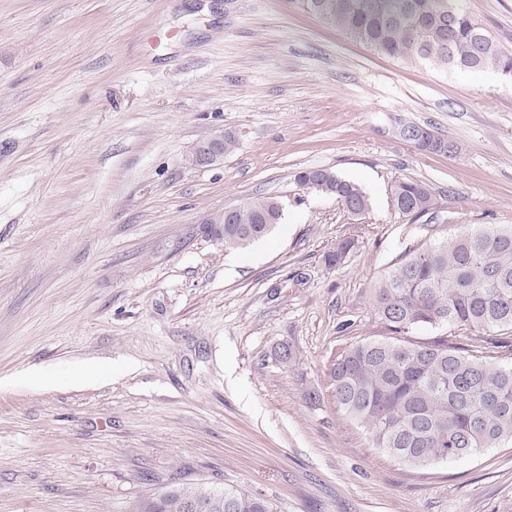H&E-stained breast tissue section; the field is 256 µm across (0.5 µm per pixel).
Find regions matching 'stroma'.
Instances as JSON below:
<instances>
[{
	"label": "stroma",
	"mask_w": 512,
	"mask_h": 512,
	"mask_svg": "<svg viewBox=\"0 0 512 512\" xmlns=\"http://www.w3.org/2000/svg\"><path fill=\"white\" fill-rule=\"evenodd\" d=\"M462 2L512 51V0ZM220 130L234 149L192 166ZM306 167L369 210L300 187ZM406 178L436 211L394 217ZM263 197L270 236L203 233ZM491 224L512 225L510 77L390 59L296 0H0V512H133L188 479L272 512H512V447L409 468L327 388L345 348L392 334L383 274ZM295 181L305 189L335 197L351 213L363 214L370 207L369 196L362 187L331 169L305 168L295 174Z\"/></svg>",
	"instance_id": "stroma-1"
}]
</instances>
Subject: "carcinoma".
Segmentation results:
<instances>
[{"mask_svg": "<svg viewBox=\"0 0 512 512\" xmlns=\"http://www.w3.org/2000/svg\"><path fill=\"white\" fill-rule=\"evenodd\" d=\"M298 0L299 6L349 39L380 55L425 62L460 73L493 70L512 75L506 52L465 9L448 12L450 0ZM296 183L335 197L349 212L370 207L367 193L329 168H305ZM394 214L411 221L437 208L423 182L391 186ZM284 218L274 198H257L207 235L240 250L268 235ZM376 314L398 333L344 350L329 369L331 397L394 461L422 468L512 445V365L477 350L463 351L442 338L414 342L407 329L448 326L474 335L512 331V226L476 227L430 245L390 268L373 295ZM192 495L209 512H270L266 499L206 483L180 482L137 504L136 512H183Z\"/></svg>", "mask_w": 512, "mask_h": 512, "instance_id": "1", "label": "carcinoma"}]
</instances>
